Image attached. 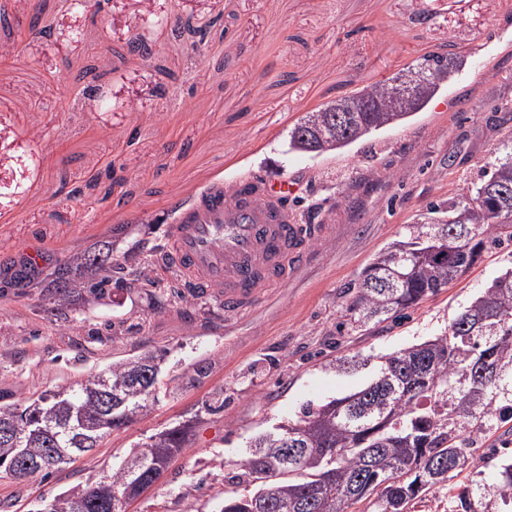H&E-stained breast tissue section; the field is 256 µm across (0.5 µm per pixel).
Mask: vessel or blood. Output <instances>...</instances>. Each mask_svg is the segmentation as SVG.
I'll return each instance as SVG.
<instances>
[{"mask_svg":"<svg viewBox=\"0 0 512 512\" xmlns=\"http://www.w3.org/2000/svg\"><path fill=\"white\" fill-rule=\"evenodd\" d=\"M288 183L242 178L215 184L179 206L169 262L187 286L224 305L232 315L268 288L286 283L306 256L308 225L288 212Z\"/></svg>","mask_w":512,"mask_h":512,"instance_id":"vessel-or-blood-1","label":"vessel or blood"}]
</instances>
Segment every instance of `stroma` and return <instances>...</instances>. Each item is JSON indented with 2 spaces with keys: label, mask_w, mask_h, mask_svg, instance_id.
<instances>
[{
  "label": "stroma",
  "mask_w": 512,
  "mask_h": 512,
  "mask_svg": "<svg viewBox=\"0 0 512 512\" xmlns=\"http://www.w3.org/2000/svg\"><path fill=\"white\" fill-rule=\"evenodd\" d=\"M7 4L0 262L44 260L28 287L0 278V403L25 404L148 351L167 356L144 415L50 477H0V512H49L185 422V449L125 512H220L225 494L244 488L253 438L366 384L381 357L447 335L512 269V245L503 246L397 322L344 323L362 269L447 210L512 140V0H104L94 22L64 0ZM35 15L44 34L9 36L10 23ZM205 23L201 51L172 34ZM139 33L150 59L127 47ZM435 52L461 69L426 110L336 152L288 151V130L306 112ZM91 66L106 75L107 107L83 97ZM255 176L295 185L288 210L314 227L304 261L230 317L214 298L176 296L180 276L159 258L172 206ZM105 241L126 287L45 297L57 264ZM344 357L363 365L338 370ZM507 436L484 419L472 465L409 512H449L452 491L493 482L500 453L512 457Z\"/></svg>",
  "instance_id": "stroma-1"
}]
</instances>
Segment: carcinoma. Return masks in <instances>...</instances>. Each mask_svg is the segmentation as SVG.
I'll list each match as a JSON object with an SVG mask.
<instances>
[{"instance_id": "carcinoma-1", "label": "carcinoma", "mask_w": 512, "mask_h": 512, "mask_svg": "<svg viewBox=\"0 0 512 512\" xmlns=\"http://www.w3.org/2000/svg\"><path fill=\"white\" fill-rule=\"evenodd\" d=\"M421 66L440 77L424 80L414 98L390 108L382 82L343 98L349 133L336 131V102L306 113L288 131V150L322 153L345 148L366 135L402 123L424 111L459 70L447 54H432ZM512 145L495 157L474 189L448 206V219L422 224L406 241L392 245L367 265L351 285L350 319L361 327L403 316L441 288L446 264L473 266L482 254L512 243ZM113 246L69 257L51 273L45 288L58 299L78 278L101 292L124 267L112 258ZM451 337L440 336L383 357L377 375L341 398H334L278 433L257 437L243 461L247 493L224 497L221 512H348L381 490L378 512H407L409 504L433 488L443 489L470 455L471 435L448 430V420L494 417L512 420V270L496 277L451 323ZM486 354L498 369L480 399L469 397L476 360ZM437 370L430 378L425 362ZM161 356L145 353L116 362L76 388L42 394L25 408L0 403V424L31 457L92 451L112 430L130 423L156 390ZM192 432L184 423L150 438L133 457L146 465L167 466ZM295 435L306 455L296 469L284 470L279 449ZM20 447V448H22ZM20 448L0 439V475H14ZM431 467L437 477L416 485L413 468ZM148 470L119 468L88 496L81 490L59 497L51 512H111L113 494L129 499L143 492ZM496 499L512 506V462L501 464L490 484L457 494L459 512H476L475 502Z\"/></svg>"}]
</instances>
